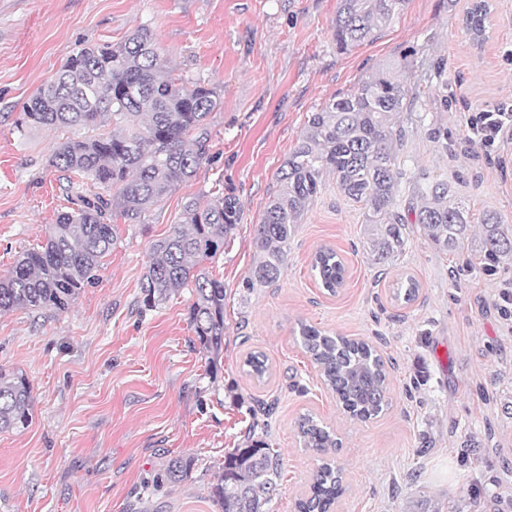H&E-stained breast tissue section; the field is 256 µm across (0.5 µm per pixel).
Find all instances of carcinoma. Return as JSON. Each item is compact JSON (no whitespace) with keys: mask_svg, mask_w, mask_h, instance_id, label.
<instances>
[{"mask_svg":"<svg viewBox=\"0 0 512 512\" xmlns=\"http://www.w3.org/2000/svg\"><path fill=\"white\" fill-rule=\"evenodd\" d=\"M408 2L340 0L333 22L336 47L346 51L374 37ZM216 95L201 81L189 88L183 77L174 76L145 27L120 43L84 48L70 56L56 77L25 103L17 129L85 130L60 143L49 165L89 179L92 193L73 197L71 185L62 187L73 207L58 213L44 245L23 252L10 273L0 278V312H63L83 289L97 283L102 259L114 244L110 219L141 221L208 161L209 116L217 106ZM414 100L408 85L382 70L357 91L311 113L300 142L279 169V190L257 224L258 260L242 288L249 292L279 279L288 242L322 190L326 174L334 175L340 193L363 210L366 247L377 264L403 254L415 229L443 254L462 252L471 240L479 241L474 252L486 272L512 263V225L500 223L491 212L481 223H472L469 208L456 199L450 180L422 182L401 167L398 152L406 129L397 115ZM107 124L112 130L100 131ZM403 183L419 203H399ZM240 220L236 198L217 190L203 208L186 202L181 223L151 245L152 259L141 279L148 307L189 282L194 285L190 324L213 369L224 351V282L212 277L205 263L224 253V243ZM312 268L326 290L343 286L345 267L333 249L318 250ZM418 295L419 284L412 277L398 282L394 291L406 304ZM299 333L304 352L350 417L367 420L383 411L388 405L387 370L372 346L303 323ZM245 365L259 381L268 374L267 358L260 352L249 353ZM31 402L29 381L0 370V431L28 425ZM297 427L304 447L319 454L338 445L333 432L309 413L300 416ZM256 428L253 424L248 429L244 447L224 456V466L208 486V497L219 512H269L267 506L278 494L280 454L266 440L255 438ZM194 465L191 459H171L164 478L180 483ZM341 490V468L323 463L314 471L309 497L296 508L330 512Z\"/></svg>","mask_w":512,"mask_h":512,"instance_id":"obj_1","label":"carcinoma"}]
</instances>
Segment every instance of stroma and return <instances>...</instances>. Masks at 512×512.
I'll list each match as a JSON object with an SVG mask.
<instances>
[{"instance_id":"obj_1","label":"stroma","mask_w":512,"mask_h":512,"mask_svg":"<svg viewBox=\"0 0 512 512\" xmlns=\"http://www.w3.org/2000/svg\"><path fill=\"white\" fill-rule=\"evenodd\" d=\"M471 4L410 0L372 41L342 52L332 30L338 0H0V277L45 242L66 205L62 174L49 165L66 131L22 134L15 124L72 54L144 26L178 73L218 93L210 162L143 223L117 219L97 284L63 312L0 313V369L32 385L29 425L0 433V512H218L207 484L253 424L282 461L270 512H295L317 467L297 435L305 413L340 443L333 459L346 490L334 512H512V319L500 298L512 264L492 276L464 272L462 256L414 232L405 252L379 267L364 247L362 210L328 175L280 278L250 293L241 287L257 259L256 227L279 190L277 170L310 112L385 68L416 95L401 115L405 169L454 177L475 218L494 212L512 225V144L485 155L464 127L469 110L512 102V0H498L480 54L462 25ZM218 186L238 199L241 221L207 265L225 292L224 352L213 371L189 323L191 287L148 308L140 284L151 243L180 223L189 199L207 203ZM321 246L346 269L333 295L311 271ZM406 276L419 282L407 306L392 297ZM302 321L366 341L392 362L387 409L367 421L343 412L300 345ZM252 351L268 357L264 381L243 367ZM175 457L194 458L191 478L157 482Z\"/></svg>"}]
</instances>
